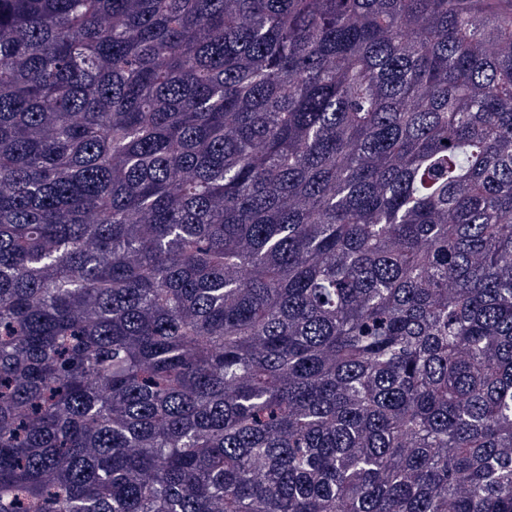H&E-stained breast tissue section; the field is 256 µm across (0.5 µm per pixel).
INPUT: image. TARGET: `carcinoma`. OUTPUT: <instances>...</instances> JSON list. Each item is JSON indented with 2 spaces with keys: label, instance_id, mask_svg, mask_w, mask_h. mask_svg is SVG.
I'll return each instance as SVG.
<instances>
[{
  "label": "carcinoma",
  "instance_id": "obj_1",
  "mask_svg": "<svg viewBox=\"0 0 512 512\" xmlns=\"http://www.w3.org/2000/svg\"><path fill=\"white\" fill-rule=\"evenodd\" d=\"M0 512H512V0H0Z\"/></svg>",
  "mask_w": 512,
  "mask_h": 512
}]
</instances>
